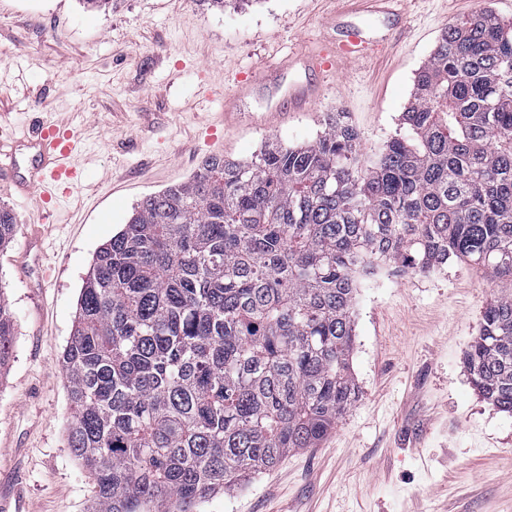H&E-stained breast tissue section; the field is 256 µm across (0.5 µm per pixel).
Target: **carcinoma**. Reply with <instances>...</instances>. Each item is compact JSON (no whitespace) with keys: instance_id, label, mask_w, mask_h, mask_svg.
Returning <instances> with one entry per match:
<instances>
[{"instance_id":"cac0c4a2","label":"carcinoma","mask_w":512,"mask_h":512,"mask_svg":"<svg viewBox=\"0 0 512 512\" xmlns=\"http://www.w3.org/2000/svg\"><path fill=\"white\" fill-rule=\"evenodd\" d=\"M16 228L0 203V248ZM452 256L509 281L464 363L512 414V26L486 8L444 28L375 159L338 112L206 158L95 253L62 367L96 512H192L315 447L358 399V288ZM13 336L0 295V368Z\"/></svg>"}]
</instances>
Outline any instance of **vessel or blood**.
<instances>
[{
    "mask_svg": "<svg viewBox=\"0 0 512 512\" xmlns=\"http://www.w3.org/2000/svg\"><path fill=\"white\" fill-rule=\"evenodd\" d=\"M409 0H349L346 9L328 19L329 26L344 28L346 39L336 41L315 57L319 71L343 69L365 56L372 43L354 23L358 17L382 16L403 25ZM296 64L288 59L261 76L244 77L238 92L245 95L265 89L273 112H302L310 109L315 91L311 84L292 80L289 72ZM75 143L72 132L55 123H45L19 141L0 142V177L7 178L15 192L37 194L43 204H57L80 184V172L73 163Z\"/></svg>",
    "mask_w": 512,
    "mask_h": 512,
    "instance_id": "vessel-or-blood-1",
    "label": "vessel or blood"
}]
</instances>
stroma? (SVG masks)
I'll list each match as a JSON object with an SVG mask.
<instances>
[{"instance_id":"stroma-1","label":"stroma","mask_w":512,"mask_h":512,"mask_svg":"<svg viewBox=\"0 0 512 512\" xmlns=\"http://www.w3.org/2000/svg\"><path fill=\"white\" fill-rule=\"evenodd\" d=\"M413 0L397 41L322 77L313 110L269 115L262 97L222 117L236 75L309 56L335 30L337 0H0V139L37 121L70 128L82 185L44 215L34 195L0 187L17 230L0 250V292L15 336L0 368V503L7 512H92L88 471L67 441L61 355L98 248L145 196L187 181L212 155L245 160L271 138H316L344 113L371 157L399 129L418 70L444 27L478 4ZM222 130L211 141L207 130ZM495 279L443 269L378 275L357 296L359 398L317 447L289 451L233 494L193 512H512V415L474 390L464 356Z\"/></svg>"}]
</instances>
